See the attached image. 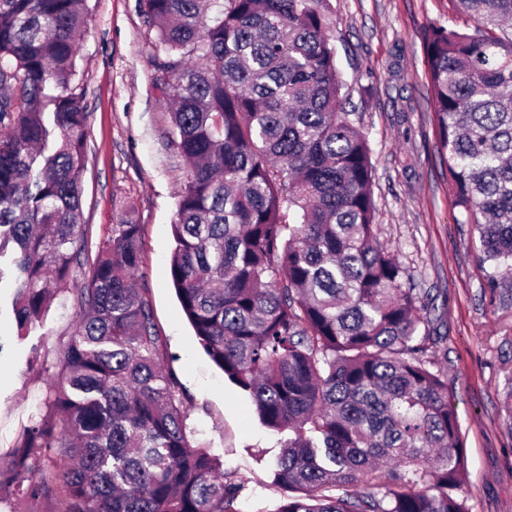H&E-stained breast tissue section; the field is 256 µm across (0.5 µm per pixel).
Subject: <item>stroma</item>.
<instances>
[{
    "label": "stroma",
    "instance_id": "1",
    "mask_svg": "<svg viewBox=\"0 0 512 512\" xmlns=\"http://www.w3.org/2000/svg\"><path fill=\"white\" fill-rule=\"evenodd\" d=\"M344 107L366 136L379 244L393 253L422 296L452 388L466 448L463 492L470 512H512V410L502 389L512 376V296L487 286L473 225L460 223L436 136L424 52L432 26L473 30L454 0H333ZM77 88L88 115L82 223L92 246L127 218L143 227L137 279L149 290L164 336V369L186 396L198 443L238 469L247 488L240 512H273L280 492L266 464L279 451L245 393L204 353L169 274L171 224L188 166L169 142L170 114L154 83L155 29L140 0H86ZM72 295L19 335L9 291L0 292V453L43 416L59 359L76 329ZM263 463H256V456Z\"/></svg>",
    "mask_w": 512,
    "mask_h": 512
}]
</instances>
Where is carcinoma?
I'll return each mask as SVG.
<instances>
[{
	"label": "carcinoma",
	"mask_w": 512,
	"mask_h": 512,
	"mask_svg": "<svg viewBox=\"0 0 512 512\" xmlns=\"http://www.w3.org/2000/svg\"><path fill=\"white\" fill-rule=\"evenodd\" d=\"M86 0H0V283L18 330L70 293L78 323L48 411L0 489L61 512H241L245 482L194 441L148 289L142 225L93 252L80 224L87 113L76 93ZM476 27L425 41L448 186L482 261L512 279V0H456ZM170 142L190 164L170 277L199 345L264 426L273 512H469L466 453L431 319L380 247L365 136L343 110L331 0H141ZM84 270L77 283L76 270ZM62 460V457L57 453L56 448H51L49 451L41 455V460L37 463H32L31 469L24 475V487L29 483H39L41 481L42 473L56 469Z\"/></svg>",
	"instance_id": "obj_1"
}]
</instances>
